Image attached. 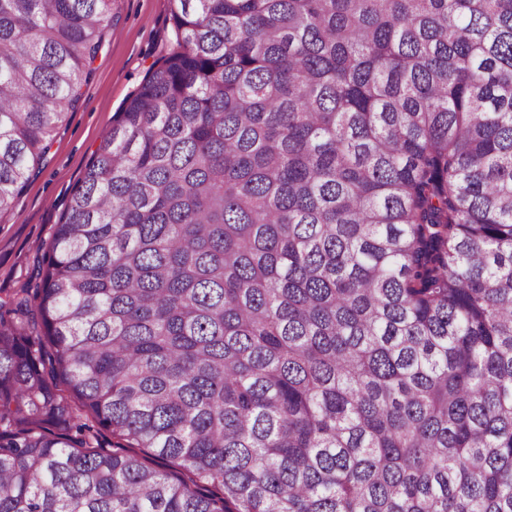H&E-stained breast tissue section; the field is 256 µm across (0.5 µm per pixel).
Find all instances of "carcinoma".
<instances>
[{"instance_id":"1","label":"carcinoma","mask_w":512,"mask_h":512,"mask_svg":"<svg viewBox=\"0 0 512 512\" xmlns=\"http://www.w3.org/2000/svg\"><path fill=\"white\" fill-rule=\"evenodd\" d=\"M172 2L0 299V512H512V0ZM111 5L0 0V213Z\"/></svg>"}]
</instances>
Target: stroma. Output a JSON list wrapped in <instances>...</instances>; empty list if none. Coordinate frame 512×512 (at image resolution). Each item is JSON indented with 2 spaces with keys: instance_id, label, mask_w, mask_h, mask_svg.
Wrapping results in <instances>:
<instances>
[{
  "instance_id": "1",
  "label": "stroma",
  "mask_w": 512,
  "mask_h": 512,
  "mask_svg": "<svg viewBox=\"0 0 512 512\" xmlns=\"http://www.w3.org/2000/svg\"><path fill=\"white\" fill-rule=\"evenodd\" d=\"M171 0H112L94 74L58 129L40 172L14 207L0 213V297L33 287L35 269L66 211L90 155L109 135L112 118L139 89L149 67L171 48Z\"/></svg>"
}]
</instances>
